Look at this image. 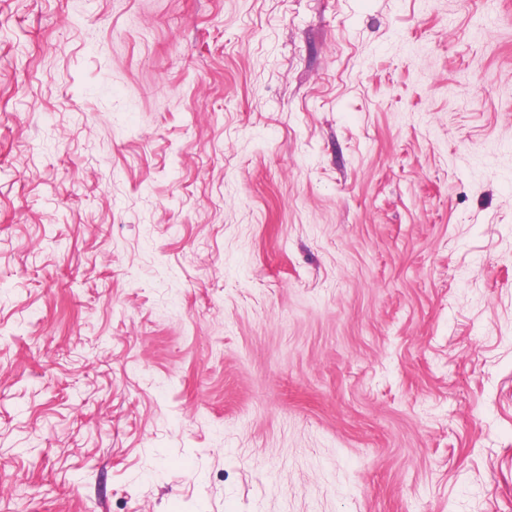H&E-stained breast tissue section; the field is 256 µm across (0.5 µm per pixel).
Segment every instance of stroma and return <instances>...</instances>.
<instances>
[{"mask_svg":"<svg viewBox=\"0 0 512 512\" xmlns=\"http://www.w3.org/2000/svg\"><path fill=\"white\" fill-rule=\"evenodd\" d=\"M0 512H512V0H0Z\"/></svg>","mask_w":512,"mask_h":512,"instance_id":"1","label":"stroma"}]
</instances>
